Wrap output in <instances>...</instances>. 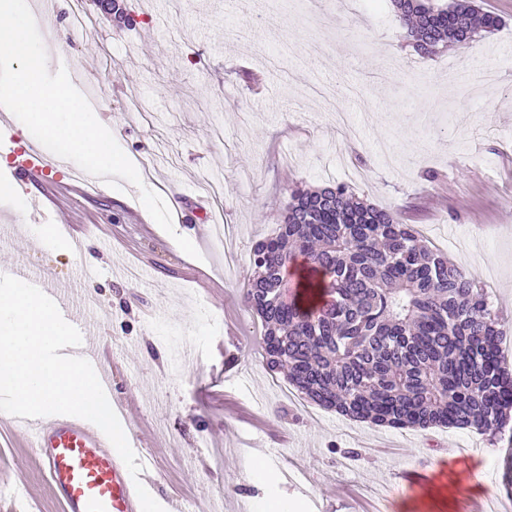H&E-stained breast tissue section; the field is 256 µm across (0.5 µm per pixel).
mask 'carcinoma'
<instances>
[{
    "instance_id": "carcinoma-1",
    "label": "carcinoma",
    "mask_w": 512,
    "mask_h": 512,
    "mask_svg": "<svg viewBox=\"0 0 512 512\" xmlns=\"http://www.w3.org/2000/svg\"><path fill=\"white\" fill-rule=\"evenodd\" d=\"M414 48L433 55L496 30L474 0H390ZM246 307L266 366L315 404L395 429L474 428L491 438L512 409L499 312L477 278L414 225L346 184L289 188L278 231L249 253Z\"/></svg>"
}]
</instances>
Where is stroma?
Listing matches in <instances>:
<instances>
[{
  "label": "stroma",
  "mask_w": 512,
  "mask_h": 512,
  "mask_svg": "<svg viewBox=\"0 0 512 512\" xmlns=\"http://www.w3.org/2000/svg\"><path fill=\"white\" fill-rule=\"evenodd\" d=\"M502 19L494 33L418 54L390 0H83L86 35L71 40L68 9L42 22L84 56L107 102L100 117L171 204L173 232L150 217L139 189L56 191L42 224L88 233L83 255L30 237L27 195L0 153V269L23 262L84 298L102 322L115 393L128 395L133 447L152 455L158 503L178 492L188 512H258L269 498L294 512H460L484 494L512 512L503 456L473 429H394L323 409L269 372L261 323L241 291L254 241L272 234L289 184H348L396 211L430 247L473 272L502 317L512 370V0H478ZM126 92L110 93L112 83ZM212 198L227 242L196 235L191 201ZM191 239L185 254L175 235ZM93 276L83 279L81 268ZM264 449L270 470L254 481ZM358 449L347 467L339 450ZM23 435L0 429V466L39 512H58ZM397 483L398 492L381 489Z\"/></svg>",
  "instance_id": "stroma-1"
}]
</instances>
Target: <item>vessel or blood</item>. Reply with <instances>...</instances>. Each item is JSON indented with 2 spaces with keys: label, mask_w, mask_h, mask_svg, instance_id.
Segmentation results:
<instances>
[{
  "label": "vessel or blood",
  "mask_w": 512,
  "mask_h": 512,
  "mask_svg": "<svg viewBox=\"0 0 512 512\" xmlns=\"http://www.w3.org/2000/svg\"><path fill=\"white\" fill-rule=\"evenodd\" d=\"M10 175L21 188L39 187L40 197L31 201L32 210L46 208L55 185V172L84 183L91 175L70 160L31 141L13 152ZM24 430L33 460L46 480L61 512H141L136 484L153 483L156 477L149 458H141L139 477H132L104 433L93 423L73 416L52 415L19 418L0 413V428ZM9 470L0 471V512H27L30 491L13 489Z\"/></svg>",
  "instance_id": "vessel-or-blood-1"
}]
</instances>
